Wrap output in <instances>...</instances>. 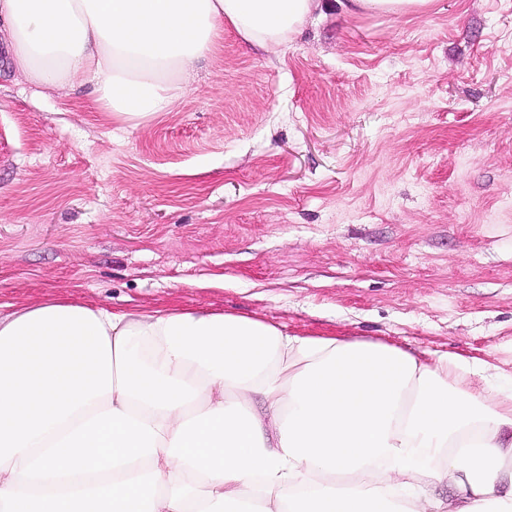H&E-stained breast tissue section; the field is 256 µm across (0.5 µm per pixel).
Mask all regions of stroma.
Instances as JSON below:
<instances>
[{"label": "stroma", "instance_id": "35a3bbf8", "mask_svg": "<svg viewBox=\"0 0 512 512\" xmlns=\"http://www.w3.org/2000/svg\"><path fill=\"white\" fill-rule=\"evenodd\" d=\"M119 123L0 49V305L256 318L512 380V0L225 30Z\"/></svg>", "mask_w": 512, "mask_h": 512}]
</instances>
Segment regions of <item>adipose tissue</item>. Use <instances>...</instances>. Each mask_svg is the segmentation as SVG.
Listing matches in <instances>:
<instances>
[{"label":"adipose tissue","mask_w":512,"mask_h":512,"mask_svg":"<svg viewBox=\"0 0 512 512\" xmlns=\"http://www.w3.org/2000/svg\"><path fill=\"white\" fill-rule=\"evenodd\" d=\"M319 0H0L32 84L171 111L224 40L287 43ZM445 479L462 492L433 494ZM512 512V383L479 358L224 313L0 312V512Z\"/></svg>","instance_id":"1"}]
</instances>
